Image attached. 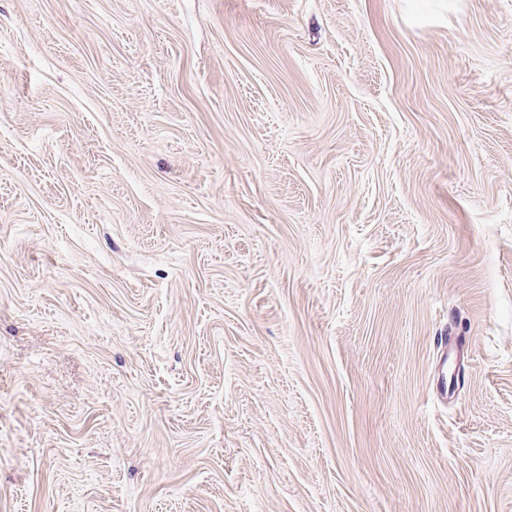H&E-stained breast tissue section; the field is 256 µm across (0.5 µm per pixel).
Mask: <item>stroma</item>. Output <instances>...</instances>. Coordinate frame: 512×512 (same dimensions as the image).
Masks as SVG:
<instances>
[{
	"label": "stroma",
	"mask_w": 512,
	"mask_h": 512,
	"mask_svg": "<svg viewBox=\"0 0 512 512\" xmlns=\"http://www.w3.org/2000/svg\"><path fill=\"white\" fill-rule=\"evenodd\" d=\"M0 512H512V0H0Z\"/></svg>",
	"instance_id": "stroma-1"
}]
</instances>
